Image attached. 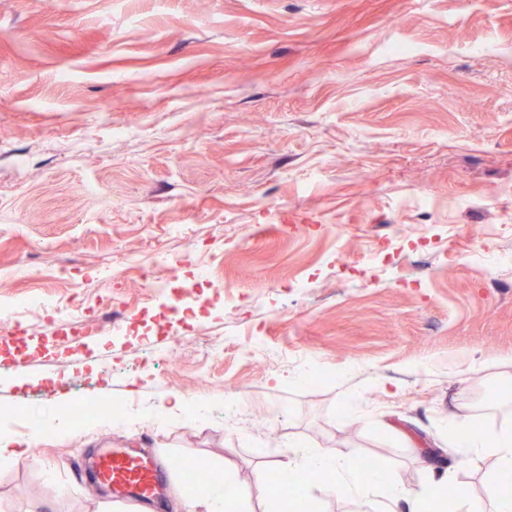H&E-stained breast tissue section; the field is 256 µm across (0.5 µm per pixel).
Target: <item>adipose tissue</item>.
I'll list each match as a JSON object with an SVG mask.
<instances>
[{"label": "adipose tissue", "instance_id": "ef3b65f1", "mask_svg": "<svg viewBox=\"0 0 512 512\" xmlns=\"http://www.w3.org/2000/svg\"><path fill=\"white\" fill-rule=\"evenodd\" d=\"M37 424L26 436H19L9 418H0V462H15L25 449L33 447L46 433H64L70 420L62 414L39 413ZM448 445L468 457L490 463V472L497 485L492 512H512V428L483 430L452 419L448 422ZM321 470L339 473L337 485L326 487V494L343 493L363 500H381L384 512H420L422 502H430L434 512H465L466 497L446 502L448 475L429 468V478L416 494L408 492L396 481L378 473L360 470L356 459L339 457L330 452L297 449L292 458L279 464L277 473L284 483H291L302 473ZM267 493L264 476H256L248 485H241L233 464H225L224 478L209 484L201 496H181L180 512H245L246 502Z\"/></svg>", "mask_w": 512, "mask_h": 512}]
</instances>
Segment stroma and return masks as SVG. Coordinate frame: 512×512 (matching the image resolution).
Listing matches in <instances>:
<instances>
[{"label":"stroma","instance_id":"35a3bbf8","mask_svg":"<svg viewBox=\"0 0 512 512\" xmlns=\"http://www.w3.org/2000/svg\"><path fill=\"white\" fill-rule=\"evenodd\" d=\"M512 0H0V318L21 300H112L119 325L44 348L0 410L26 434L35 391L71 411L82 375L127 412L223 400L189 423L74 425L0 463V512L144 509L90 461L233 462L242 483L293 447L370 456L409 490L426 449L473 512L488 464L445 422L512 424ZM209 265L172 364L150 334L164 298L136 267ZM336 375L316 381L318 364ZM361 406L344 414L348 398ZM65 487L66 496L56 494Z\"/></svg>","mask_w":512,"mask_h":512}]
</instances>
